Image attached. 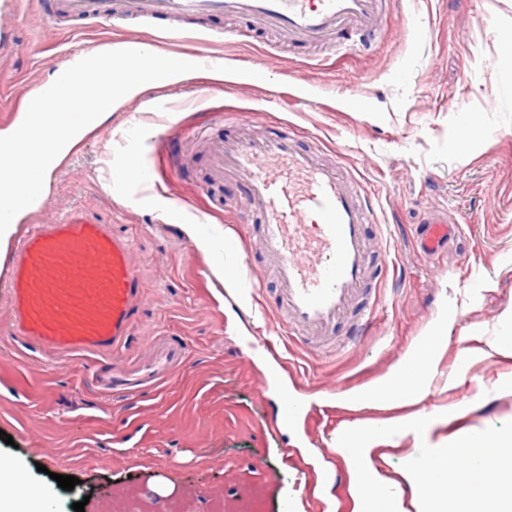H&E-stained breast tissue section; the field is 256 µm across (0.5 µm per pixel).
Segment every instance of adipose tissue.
<instances>
[{
	"instance_id": "ef3b65f1",
	"label": "adipose tissue",
	"mask_w": 512,
	"mask_h": 512,
	"mask_svg": "<svg viewBox=\"0 0 512 512\" xmlns=\"http://www.w3.org/2000/svg\"><path fill=\"white\" fill-rule=\"evenodd\" d=\"M133 52L129 45L112 47L98 55L97 77L57 84L51 111H44L39 101L31 99L11 125L0 128V199L10 197L16 183L26 181L33 187L29 200L17 204L15 222H0L1 254L18 232V218L44 198L54 170L117 105L147 85L176 83L199 69L193 58L180 67L159 69L161 52L156 48L143 63L131 66L127 60ZM455 320V314L449 313L438 321L426 343L398 372L359 394V405L421 403L430 393ZM460 414L455 406L345 429L336 451L350 473L353 512H512L511 435L490 437L473 429L460 430L447 446L427 454L424 462L397 479L377 465V452L394 438L408 437L415 446H423L433 429ZM403 482L411 486V498H404L400 491Z\"/></svg>"
}]
</instances>
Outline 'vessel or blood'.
I'll use <instances>...</instances> for the list:
<instances>
[{
    "label": "vessel or blood",
    "instance_id": "1",
    "mask_svg": "<svg viewBox=\"0 0 512 512\" xmlns=\"http://www.w3.org/2000/svg\"><path fill=\"white\" fill-rule=\"evenodd\" d=\"M384 0H38L45 22L90 14L103 21L129 16L159 22L158 41L180 36L171 20L214 17L239 21L228 35L247 41L248 24L279 37L280 49L305 43L350 48L376 35ZM318 142L301 145L290 126L259 139L207 141L208 176L234 184L245 200L243 236L257 235L275 257L277 306L290 330L315 338L335 336L352 322L349 343L370 330L379 308L367 289L374 270L387 267L386 247L372 248L368 229L375 199L362 184L344 181L335 164L320 160ZM461 231L432 217L420 228L416 249L442 252ZM129 239L74 209L61 218L29 225L13 244L0 274L9 288L13 334L43 354L106 355L128 347L144 294L130 261ZM187 358L185 345L168 341L148 363L106 365L96 374L106 392L133 393L165 382L172 365Z\"/></svg>",
    "mask_w": 512,
    "mask_h": 512
}]
</instances>
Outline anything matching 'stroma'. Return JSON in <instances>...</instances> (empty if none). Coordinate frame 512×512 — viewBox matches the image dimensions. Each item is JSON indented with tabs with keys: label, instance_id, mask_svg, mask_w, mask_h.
I'll use <instances>...</instances> for the list:
<instances>
[{
	"label": "stroma",
	"instance_id": "obj_1",
	"mask_svg": "<svg viewBox=\"0 0 512 512\" xmlns=\"http://www.w3.org/2000/svg\"><path fill=\"white\" fill-rule=\"evenodd\" d=\"M34 0H0V128L28 94L47 80L62 50L87 51L150 39L152 26L102 22L90 15L54 26L34 17ZM379 37L355 57L329 59L328 46L275 48L271 35L246 42L218 40L222 19H176L183 32L165 44L172 55L214 53L238 73L262 69L272 83L218 89L198 74L160 88L173 111H154L144 97L127 101L61 165L43 201L23 224L85 210L115 235L129 238L131 261L144 285L143 306L130 346L118 364L152 358L157 340L184 342L185 364L155 389L133 395L101 392L94 374L103 357L44 358L17 343L7 291L0 287V458L18 463L19 485L39 481L47 512H113L126 495L148 512H167L171 499L190 512H212L223 501L235 512L250 497L256 512H352L349 474L316 492V468L294 459L333 457L348 424L377 418L348 396L392 374L415 350L446 307L457 321L423 411L462 405L464 417L434 430L432 442L468 429L512 433V357L474 363L466 348H483L512 318V68L498 65L501 37L512 34V0H389ZM480 123L469 149L452 150L460 111ZM237 124L214 135L258 138L290 123L321 138L343 177L363 181L378 198L383 244L392 267L379 290L383 310L370 336L332 351L330 343L281 335L275 282L253 289L238 276V292L267 305L249 320L233 298L218 300L212 262L183 230L201 225L209 239L233 234L239 198L231 186L207 181L205 158L192 128L218 112ZM139 149L151 173L146 183L117 181L124 155ZM444 214L464 223L461 237L431 259L415 249L418 224ZM303 404L298 424L265 429L282 410L283 393ZM54 456V474L37 463ZM262 467H255L256 456ZM77 477L73 490L56 475Z\"/></svg>",
	"mask_w": 512,
	"mask_h": 512
}]
</instances>
